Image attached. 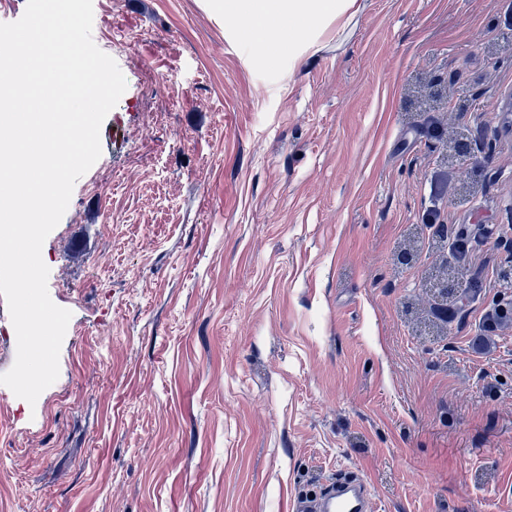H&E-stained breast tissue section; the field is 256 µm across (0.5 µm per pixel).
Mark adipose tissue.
<instances>
[{"label":"adipose tissue","instance_id":"adipose-tissue-1","mask_svg":"<svg viewBox=\"0 0 512 512\" xmlns=\"http://www.w3.org/2000/svg\"><path fill=\"white\" fill-rule=\"evenodd\" d=\"M230 17L245 19L257 62H265L267 50L287 40L288 54L300 61L304 48L296 34L315 40L329 23L347 27L363 9L362 0H218Z\"/></svg>","mask_w":512,"mask_h":512}]
</instances>
